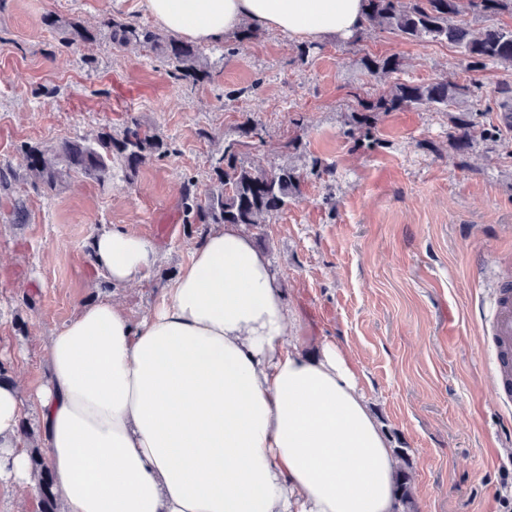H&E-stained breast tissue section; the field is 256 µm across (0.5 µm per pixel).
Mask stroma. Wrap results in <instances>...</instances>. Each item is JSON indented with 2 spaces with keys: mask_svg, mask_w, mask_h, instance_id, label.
Segmentation results:
<instances>
[{
  "mask_svg": "<svg viewBox=\"0 0 512 512\" xmlns=\"http://www.w3.org/2000/svg\"><path fill=\"white\" fill-rule=\"evenodd\" d=\"M112 14L154 24L143 0H0V163L22 169L25 142L122 135L133 116L173 146L129 180L74 175L49 193L26 178L0 193V365L39 384L48 336L107 297L89 252L96 232L123 227L153 241L156 268L115 294L135 318L159 304L205 236L182 222V181L194 177L208 192L211 157L250 117L264 141L242 147L246 161L308 172L316 158L334 170L308 172L301 196L249 231L279 275L292 334L350 352L391 446L408 451L416 512H512V399L494 395L485 326L497 281L512 278V130L485 134L500 123L507 72L469 73L447 43L390 31L356 54L341 39L322 41L302 64L300 38L260 29L216 42L210 79L188 87L136 45L57 50L44 22L95 26ZM365 55L402 65L372 75ZM451 71L481 85L467 102L480 113L468 149L456 148L450 113L424 105L380 115L374 147L349 137L359 95ZM18 198L28 210L21 224L10 217Z\"/></svg>",
  "mask_w": 512,
  "mask_h": 512,
  "instance_id": "35a3bbf8",
  "label": "stroma"
}]
</instances>
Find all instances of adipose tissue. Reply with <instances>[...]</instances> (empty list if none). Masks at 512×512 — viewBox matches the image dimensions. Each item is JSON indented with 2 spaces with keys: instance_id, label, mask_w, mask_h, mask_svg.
I'll return each mask as SVG.
<instances>
[{
  "instance_id": "obj_1",
  "label": "adipose tissue",
  "mask_w": 512,
  "mask_h": 512,
  "mask_svg": "<svg viewBox=\"0 0 512 512\" xmlns=\"http://www.w3.org/2000/svg\"><path fill=\"white\" fill-rule=\"evenodd\" d=\"M166 31L210 42L245 22L312 41L347 37L361 0H144ZM92 258L112 286L159 253L115 227ZM267 256L212 229L161 303L134 319L115 298L48 336L46 378L0 384V480L35 497L26 404L37 411L60 512H395L397 460L335 342L309 350Z\"/></svg>"
}]
</instances>
